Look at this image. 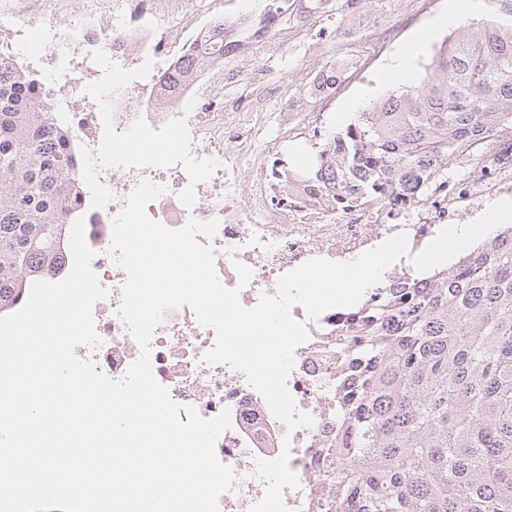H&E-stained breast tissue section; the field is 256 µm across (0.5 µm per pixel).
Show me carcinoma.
I'll use <instances>...</instances> for the list:
<instances>
[{
    "mask_svg": "<svg viewBox=\"0 0 512 512\" xmlns=\"http://www.w3.org/2000/svg\"><path fill=\"white\" fill-rule=\"evenodd\" d=\"M239 42L215 27L157 82L174 89ZM49 112L37 79L0 61V313L62 267L80 200L77 154ZM507 128L512 23L493 17L477 36L451 31L424 73L328 135L307 181L381 190ZM336 341L335 512H512V225L450 266L371 289Z\"/></svg>",
    "mask_w": 512,
    "mask_h": 512,
    "instance_id": "carcinoma-1",
    "label": "carcinoma"
}]
</instances>
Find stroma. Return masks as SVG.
Here are the masks:
<instances>
[{
    "mask_svg": "<svg viewBox=\"0 0 512 512\" xmlns=\"http://www.w3.org/2000/svg\"><path fill=\"white\" fill-rule=\"evenodd\" d=\"M450 0H431L430 9L390 43L378 38L385 16L403 12L406 0H329L324 12L296 20L281 18L264 40L244 55L214 69L212 82L222 89L225 110L247 101L253 92L249 74H260L271 93L264 103L267 123L252 134L256 148L282 143L281 158L287 168L303 172L315 156L314 145L285 139L289 121L301 114L323 115L322 134L344 128L345 119L356 116L389 89L383 72L400 50L434 19L448 10ZM267 0H191L190 6L204 23L219 21L235 27L257 19ZM343 64L344 77L337 93L320 99L306 96L304 88L314 72Z\"/></svg>",
    "mask_w": 512,
    "mask_h": 512,
    "instance_id": "obj_1",
    "label": "stroma"
}]
</instances>
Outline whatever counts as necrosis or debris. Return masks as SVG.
Instances as JSON below:
<instances>
[{"mask_svg": "<svg viewBox=\"0 0 512 512\" xmlns=\"http://www.w3.org/2000/svg\"><path fill=\"white\" fill-rule=\"evenodd\" d=\"M1 31L0 58L35 65L51 99V122L68 133L81 159L76 214L108 295L93 307L101 345H81L75 353L115 380L140 349L118 315L127 276L110 251L112 223L141 182L165 188L146 208L152 220L171 229L192 218L218 221L211 240L218 278L238 289L248 308L275 295L279 277L310 259L349 261L401 232L414 252L441 228L477 220L492 203L512 199V135L505 132L492 136L490 146L473 145L462 173L425 179L408 173L381 193L335 199L256 152L249 133L266 120L262 102L225 111L201 74L161 103L153 84L162 61L206 33L184 15L181 0H0ZM239 263L252 271L248 284L239 282ZM292 315L305 322L309 338L294 352L287 387L314 423L291 432L242 372L205 362L216 334L191 307L167 310L153 334V373L171 398L204 418L231 413L215 451L235 482L219 496V512H250L266 490L257 461L285 449L299 478L298 487L284 491L291 512H334L322 476L336 434L343 364L336 328L345 319L330 309L310 320L299 306Z\"/></svg>", "mask_w": 512, "mask_h": 512, "instance_id": "necrosis-or-debris-1", "label": "necrosis or debris"}]
</instances>
